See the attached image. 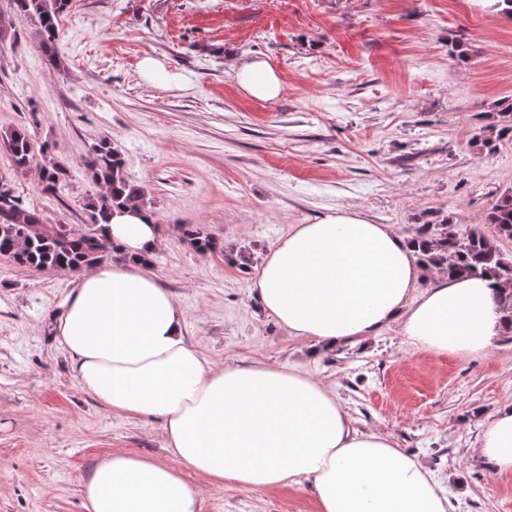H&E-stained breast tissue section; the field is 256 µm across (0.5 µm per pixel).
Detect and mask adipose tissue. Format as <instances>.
Listing matches in <instances>:
<instances>
[{
  "label": "adipose tissue",
  "instance_id": "obj_1",
  "mask_svg": "<svg viewBox=\"0 0 512 512\" xmlns=\"http://www.w3.org/2000/svg\"><path fill=\"white\" fill-rule=\"evenodd\" d=\"M249 96L283 83L265 61L232 62ZM101 235L121 263L86 269L55 325L79 385L113 412L163 423L172 463L115 452L83 482L86 512H199L178 470L213 482L273 489L312 482L316 512H453L415 457L356 429L333 392L297 367L207 366L183 335L185 315L149 268L165 242L154 216L113 210ZM422 275L411 241L361 212L339 209L294 225L263 258L256 298L312 353L376 335L398 322L407 343L461 357L491 351L501 334L485 278ZM479 457L512 472V408L484 429Z\"/></svg>",
  "mask_w": 512,
  "mask_h": 512
}]
</instances>
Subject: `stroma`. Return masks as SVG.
<instances>
[{
	"instance_id": "35a3bbf8",
	"label": "stroma",
	"mask_w": 512,
	"mask_h": 512,
	"mask_svg": "<svg viewBox=\"0 0 512 512\" xmlns=\"http://www.w3.org/2000/svg\"><path fill=\"white\" fill-rule=\"evenodd\" d=\"M33 31L0 0V130L48 144L67 185L45 194L1 145L0 181L49 223L86 231L99 188L84 156L111 139L166 239L152 270L208 365L302 367L357 428L420 459L455 512H512V473L476 454L492 414L512 406V341L442 356L412 349L393 323L313 357L255 293L265 253L339 208L410 238L445 214L464 231L482 226L512 187V140L482 144L512 99V16L481 0H71L62 71ZM147 58L168 81L143 78ZM234 59L265 61L282 93L246 95ZM180 224L201 225L219 251L196 252ZM77 279L0 256V512H85L81 482L116 449L171 459L161 423L112 413L57 345ZM183 476L200 512H315L306 479L270 490Z\"/></svg>"
}]
</instances>
